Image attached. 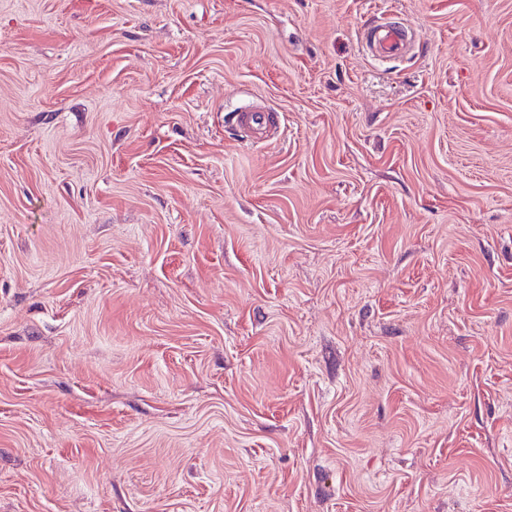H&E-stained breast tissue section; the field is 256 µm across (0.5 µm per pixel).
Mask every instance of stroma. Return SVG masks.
<instances>
[{
  "label": "stroma",
  "instance_id": "stroma-1",
  "mask_svg": "<svg viewBox=\"0 0 512 512\" xmlns=\"http://www.w3.org/2000/svg\"><path fill=\"white\" fill-rule=\"evenodd\" d=\"M0 512H512V0H0ZM362 39L371 54L378 58L403 56L411 48L408 29L397 23L374 21L364 29ZM236 125L244 130L253 142L267 139L273 129L279 125V116L257 107H244L235 113Z\"/></svg>",
  "mask_w": 512,
  "mask_h": 512
}]
</instances>
